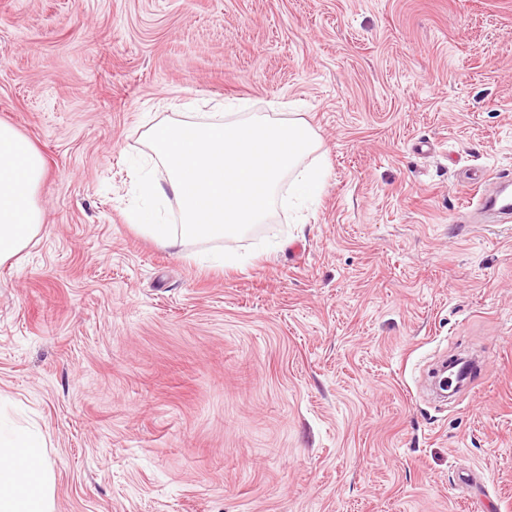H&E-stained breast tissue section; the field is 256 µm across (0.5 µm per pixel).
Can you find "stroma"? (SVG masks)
Returning <instances> with one entry per match:
<instances>
[{"instance_id": "obj_1", "label": "stroma", "mask_w": 512, "mask_h": 512, "mask_svg": "<svg viewBox=\"0 0 512 512\" xmlns=\"http://www.w3.org/2000/svg\"><path fill=\"white\" fill-rule=\"evenodd\" d=\"M296 113L324 189L235 239L128 220L148 118ZM42 232L0 396L54 512H512V0H0ZM229 252L236 266L212 268Z\"/></svg>"}]
</instances>
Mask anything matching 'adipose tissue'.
Returning <instances> with one entry per match:
<instances>
[{
    "mask_svg": "<svg viewBox=\"0 0 512 512\" xmlns=\"http://www.w3.org/2000/svg\"><path fill=\"white\" fill-rule=\"evenodd\" d=\"M44 161L11 124L0 121V261L36 238L43 214L36 195ZM39 429L15 423L0 406V512H52L53 479ZM26 467L17 473L16 464Z\"/></svg>",
    "mask_w": 512,
    "mask_h": 512,
    "instance_id": "ef3b65f1",
    "label": "adipose tissue"
}]
</instances>
